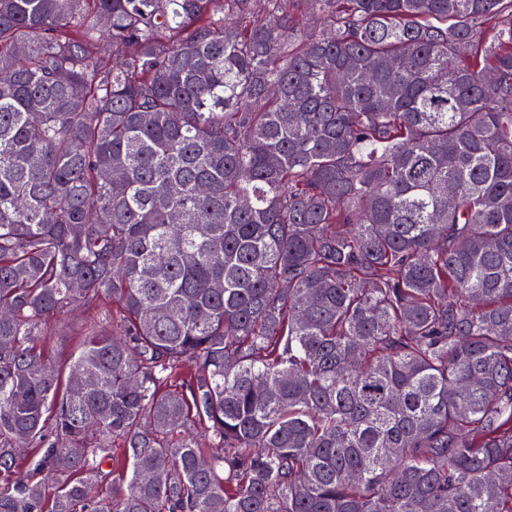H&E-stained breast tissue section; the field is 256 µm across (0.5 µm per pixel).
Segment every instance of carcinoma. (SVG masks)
Wrapping results in <instances>:
<instances>
[{"instance_id": "obj_1", "label": "carcinoma", "mask_w": 512, "mask_h": 512, "mask_svg": "<svg viewBox=\"0 0 512 512\" xmlns=\"http://www.w3.org/2000/svg\"><path fill=\"white\" fill-rule=\"evenodd\" d=\"M0 310V512H512V0H0ZM91 315L75 309L51 321V335L46 341L49 354L63 364L81 343L85 333V320Z\"/></svg>"}]
</instances>
